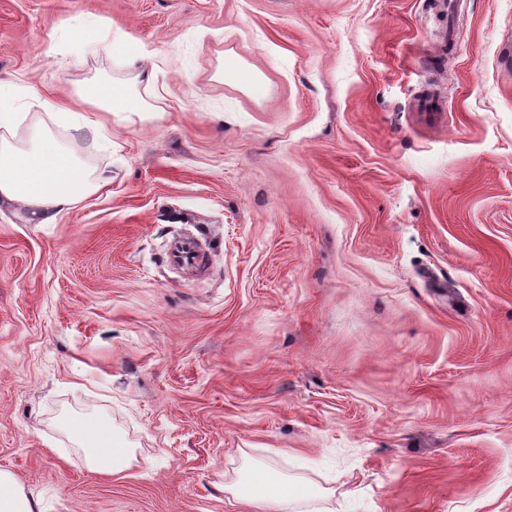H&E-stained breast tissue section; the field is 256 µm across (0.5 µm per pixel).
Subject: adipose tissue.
Returning <instances> with one entry per match:
<instances>
[{"instance_id":"obj_1","label":"adipose tissue","mask_w":512,"mask_h":512,"mask_svg":"<svg viewBox=\"0 0 512 512\" xmlns=\"http://www.w3.org/2000/svg\"><path fill=\"white\" fill-rule=\"evenodd\" d=\"M153 85L154 75L145 69L122 80L90 82L78 94L87 111L68 115L71 130L96 141L104 139L100 113L120 115L129 122L153 111V104L140 94L141 88ZM23 121L12 94L0 89V206H21L28 223L53 224L76 204L104 190L107 181L96 168L60 145L47 128L36 124L26 136H18ZM69 428L81 438L90 467L112 475L131 470L135 453L112 430L82 418L71 420ZM224 491L243 512H291L294 505L324 495L313 482L285 478L253 461L245 462Z\"/></svg>"}]
</instances>
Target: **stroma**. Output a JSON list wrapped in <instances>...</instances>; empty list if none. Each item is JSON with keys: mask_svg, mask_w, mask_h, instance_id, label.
Returning <instances> with one entry per match:
<instances>
[{"mask_svg": "<svg viewBox=\"0 0 512 512\" xmlns=\"http://www.w3.org/2000/svg\"><path fill=\"white\" fill-rule=\"evenodd\" d=\"M447 28L442 0H0L1 82L162 93L104 114L109 150L25 119L109 180L55 224L0 209V470L35 512H241L247 456L321 512H512V0ZM70 430L82 439L87 463L103 474H127L136 456L133 448L109 428L85 419H73Z\"/></svg>", "mask_w": 512, "mask_h": 512, "instance_id": "stroma-1", "label": "stroma"}]
</instances>
